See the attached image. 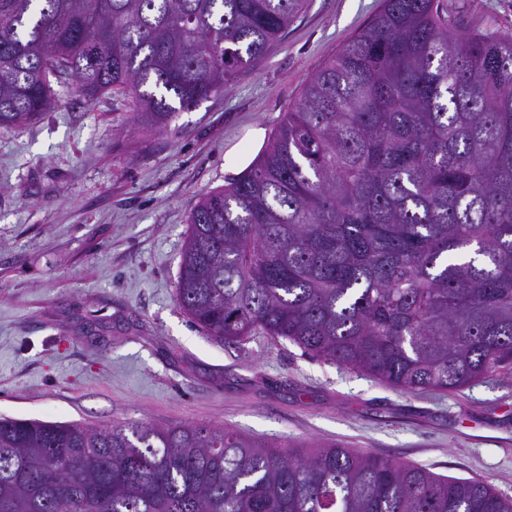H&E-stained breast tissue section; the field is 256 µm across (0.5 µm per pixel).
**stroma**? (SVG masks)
<instances>
[{
	"instance_id": "35a3bbf8",
	"label": "stroma",
	"mask_w": 512,
	"mask_h": 512,
	"mask_svg": "<svg viewBox=\"0 0 512 512\" xmlns=\"http://www.w3.org/2000/svg\"><path fill=\"white\" fill-rule=\"evenodd\" d=\"M441 2L455 32L512 35V0ZM383 5L307 0L258 68L154 134L112 92L0 131V416L337 443L512 496V372L401 392L285 340L216 341L176 302L193 204L242 174L251 130L272 135Z\"/></svg>"
}]
</instances>
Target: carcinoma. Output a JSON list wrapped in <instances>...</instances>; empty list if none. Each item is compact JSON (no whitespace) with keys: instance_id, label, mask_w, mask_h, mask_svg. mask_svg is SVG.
Wrapping results in <instances>:
<instances>
[{"instance_id":"1","label":"carcinoma","mask_w":512,"mask_h":512,"mask_svg":"<svg viewBox=\"0 0 512 512\" xmlns=\"http://www.w3.org/2000/svg\"><path fill=\"white\" fill-rule=\"evenodd\" d=\"M306 0H0V130L128 95L144 128L256 68ZM176 301L215 340L263 335L406 392L512 368V38L440 0H385L265 149L190 212ZM512 512L339 444L214 425L0 418V512Z\"/></svg>"}]
</instances>
